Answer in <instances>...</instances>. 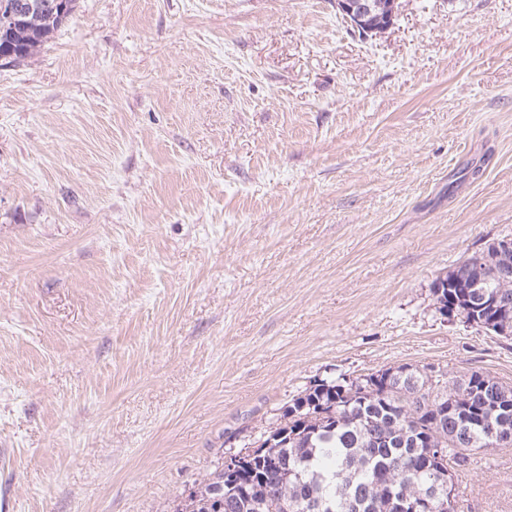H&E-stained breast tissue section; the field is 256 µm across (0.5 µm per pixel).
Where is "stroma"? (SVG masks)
<instances>
[{
  "label": "stroma",
  "instance_id": "obj_1",
  "mask_svg": "<svg viewBox=\"0 0 512 512\" xmlns=\"http://www.w3.org/2000/svg\"><path fill=\"white\" fill-rule=\"evenodd\" d=\"M479 178H472V169ZM512 238V0H78L0 64V512H169L319 379L512 384L433 281ZM458 512H512V446ZM375 3H370V0H336L334 5L336 11L342 14L347 22L358 31L364 27L370 33H381L389 26H379L369 28L365 25V21L373 16H381L382 14L386 19L394 17L398 11L399 0H374Z\"/></svg>",
  "mask_w": 512,
  "mask_h": 512
}]
</instances>
